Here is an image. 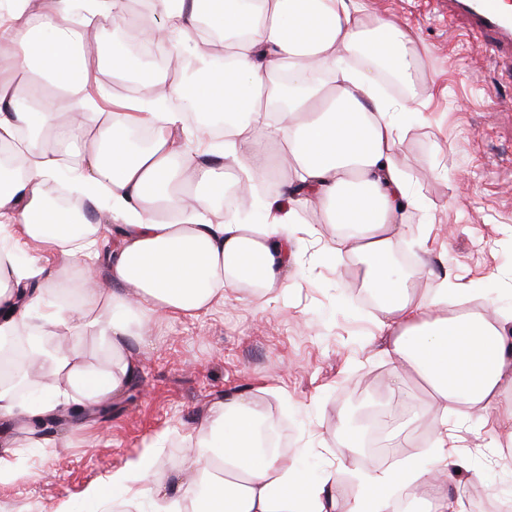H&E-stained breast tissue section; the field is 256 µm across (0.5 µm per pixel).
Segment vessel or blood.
Masks as SVG:
<instances>
[{
  "instance_id": "vessel-or-blood-1",
  "label": "vessel or blood",
  "mask_w": 512,
  "mask_h": 512,
  "mask_svg": "<svg viewBox=\"0 0 512 512\" xmlns=\"http://www.w3.org/2000/svg\"><path fill=\"white\" fill-rule=\"evenodd\" d=\"M448 14L461 19L478 44L491 45L499 59L512 62V10L503 0H448Z\"/></svg>"
}]
</instances>
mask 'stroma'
<instances>
[{
    "label": "stroma",
    "mask_w": 512,
    "mask_h": 512,
    "mask_svg": "<svg viewBox=\"0 0 512 512\" xmlns=\"http://www.w3.org/2000/svg\"><path fill=\"white\" fill-rule=\"evenodd\" d=\"M387 17L415 40L420 115L403 114L397 160L412 176L416 206L391 258L423 267L421 291L448 279L456 302L493 296L512 309V66L474 47L462 24H449L442 0H364V18ZM299 225L296 262L264 297L226 292L223 305L198 316L163 315L151 325L135 380L108 413L60 418L42 428L23 416L0 420V512H89V488L135 458L154 455L156 482L171 484L174 465L192 455L186 438L227 392L252 395L282 431V447L309 477L335 466L337 501L351 500L350 465L366 453L362 412L426 406L412 377L407 401L393 398L394 364L383 352L378 312L362 286V266L335 260V236L321 212ZM448 426L463 461L451 481L465 512L512 497V454L500 441L512 422L486 428L477 416Z\"/></svg>",
    "instance_id": "35a3bbf8"
}]
</instances>
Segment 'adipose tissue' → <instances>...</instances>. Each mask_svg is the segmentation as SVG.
<instances>
[{
  "label": "adipose tissue",
  "instance_id": "adipose-tissue-1",
  "mask_svg": "<svg viewBox=\"0 0 512 512\" xmlns=\"http://www.w3.org/2000/svg\"><path fill=\"white\" fill-rule=\"evenodd\" d=\"M30 2L11 0L0 15L11 44L0 54V144L19 160L14 171L0 166V233L20 228L59 258L47 268L35 257L24 263L14 253L0 255V344L61 328L74 340L93 336L106 363L88 369L72 348L37 353L28 370L44 378L41 395L25 406L14 388L0 385V419L61 410L74 400L88 409L118 397L140 369L135 344L156 317L198 315L226 292L251 298L282 281L296 256L293 226L316 209L338 229L336 260L363 264L388 355L431 389L428 455L382 471L355 462L360 495L340 506L329 492L335 469L313 481L292 458L259 451L262 415L252 396L232 392L189 433L194 452L171 491L152 482L153 461L141 458L88 496L128 503L137 479L153 495L155 512L182 505L188 512H399L404 497L422 501L423 512H462L448 492V468L458 462L448 410L462 407L491 424L512 421V319L490 299L477 310L449 309L457 284L420 293L412 274L389 265L406 234L403 211L414 203L409 172L396 160L398 116L413 109L419 66L409 33L384 17L365 23L362 0H146L161 18L146 35L161 46L195 42L204 13L227 37L231 67L211 68L195 91L204 113L224 119L216 148L225 163L241 166L247 179L261 178L269 144L284 148L291 204L251 224L224 212L223 166L197 162L200 142L188 135L184 113L162 109L191 77L170 83L154 74L160 98L146 99L143 111L123 121L98 112L60 122L61 102L85 105L96 68L118 77L130 68L120 44L82 42L75 0H52L40 15ZM387 75L407 86L406 100L379 92ZM135 128L152 130L147 147L132 143ZM243 144L250 147L245 158ZM66 166L88 201L119 221L113 245L104 242V225L73 222L56 205L57 174ZM190 179L196 190L188 195ZM219 212L223 220L212 222ZM34 277L38 288L22 291Z\"/></svg>",
  "mask_w": 512,
  "mask_h": 512
}]
</instances>
